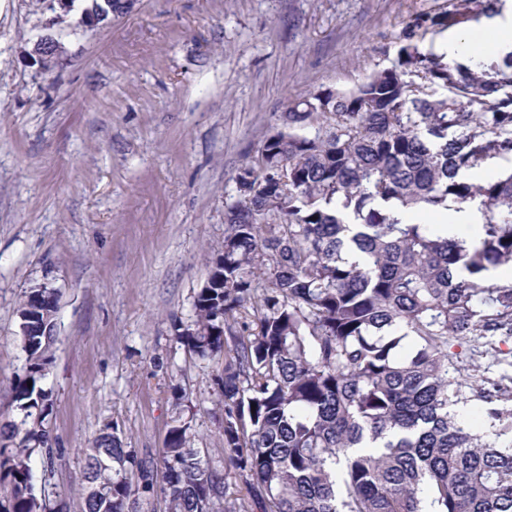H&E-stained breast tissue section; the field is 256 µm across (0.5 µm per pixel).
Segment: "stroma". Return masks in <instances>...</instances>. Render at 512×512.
I'll return each instance as SVG.
<instances>
[{
    "instance_id": "stroma-1",
    "label": "stroma",
    "mask_w": 512,
    "mask_h": 512,
    "mask_svg": "<svg viewBox=\"0 0 512 512\" xmlns=\"http://www.w3.org/2000/svg\"><path fill=\"white\" fill-rule=\"evenodd\" d=\"M87 4L53 26L48 0H0V423L25 373L17 304L51 288L53 455L35 454L37 488L84 512L83 451L104 425L154 458L181 414L246 503L219 438L224 361L189 353L174 325L288 104L389 66L413 18L448 0H137L92 29ZM47 33L66 53L45 74L28 53Z\"/></svg>"
}]
</instances>
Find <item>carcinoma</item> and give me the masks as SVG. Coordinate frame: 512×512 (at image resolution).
<instances>
[{"mask_svg":"<svg viewBox=\"0 0 512 512\" xmlns=\"http://www.w3.org/2000/svg\"><path fill=\"white\" fill-rule=\"evenodd\" d=\"M500 7L454 0L417 15L390 67L288 105V130L236 178L212 287L175 335L202 358L228 356L220 436L260 512H512V376L480 363L500 362L512 338V282L491 275L512 269V170L460 177L512 161V52L448 61L414 42ZM466 203L481 214L471 239L419 216ZM57 302L41 288L16 308L26 372L18 418L0 426V512L67 510L36 492L32 466L37 450L51 460L42 381ZM471 401L481 432L458 411ZM157 490L166 512L245 508L181 416L158 462L111 426L85 449V512H137Z\"/></svg>","mask_w":512,"mask_h":512,"instance_id":"1","label":"carcinoma"}]
</instances>
